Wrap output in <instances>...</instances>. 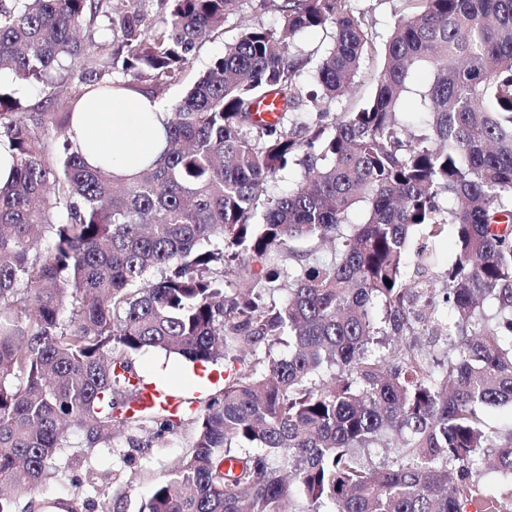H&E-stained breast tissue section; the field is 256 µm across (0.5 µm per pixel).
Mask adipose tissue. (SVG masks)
Returning a JSON list of instances; mask_svg holds the SVG:
<instances>
[{
	"mask_svg": "<svg viewBox=\"0 0 512 512\" xmlns=\"http://www.w3.org/2000/svg\"><path fill=\"white\" fill-rule=\"evenodd\" d=\"M165 109L158 101L125 90L85 95L72 116L70 137L89 165L110 160L119 177L134 175L164 146Z\"/></svg>",
	"mask_w": 512,
	"mask_h": 512,
	"instance_id": "adipose-tissue-1",
	"label": "adipose tissue"
}]
</instances>
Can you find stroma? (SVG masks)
I'll return each mask as SVG.
<instances>
[{
    "label": "stroma",
    "instance_id": "35a3bbf8",
    "mask_svg": "<svg viewBox=\"0 0 512 512\" xmlns=\"http://www.w3.org/2000/svg\"><path fill=\"white\" fill-rule=\"evenodd\" d=\"M351 8L373 36V48L366 57L351 91L336 104L337 111H357L373 94L375 80L384 62L385 42L403 9L402 0H351ZM269 29L280 26V15L272 5L262 0H246L242 14L229 15L221 28L216 30L198 48L193 63L187 68L180 84L164 87L158 100L168 106L181 99L190 86L201 76L217 57L224 53L226 43L234 41L241 32L242 20ZM138 372L148 380L164 378L172 387L191 397L212 393V386H201L192 377L191 369L179 360L165 358L164 354L147 349L133 357ZM70 447L58 454L59 472L40 494L44 497H78L86 501L85 512H112L113 474L134 476L135 481L127 491L122 504L123 512H138L151 492L154 480L167 468L170 460L185 448L188 436L169 437L164 448L148 442L147 435H137L133 443L122 444L120 450L110 445L85 448L79 429L69 431Z\"/></svg>",
    "mask_w": 512,
    "mask_h": 512
}]
</instances>
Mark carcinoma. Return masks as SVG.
<instances>
[{
	"mask_svg": "<svg viewBox=\"0 0 512 512\" xmlns=\"http://www.w3.org/2000/svg\"><path fill=\"white\" fill-rule=\"evenodd\" d=\"M110 2L0 0V74L73 79L28 106L0 91V512L55 474L71 425L117 448L187 421L139 512H512V433L487 422L512 406V0H402L356 112L332 111L373 44L349 0H280L281 31L244 25L124 179L74 149L78 100L156 99L244 0H163L154 27L146 0ZM100 15L112 42L81 39ZM328 24L326 47L294 42ZM290 164L300 180L268 194ZM148 348L235 367L177 414L138 410Z\"/></svg>",
	"mask_w": 512,
	"mask_h": 512,
	"instance_id": "cac0c4a2",
	"label": "carcinoma"
}]
</instances>
